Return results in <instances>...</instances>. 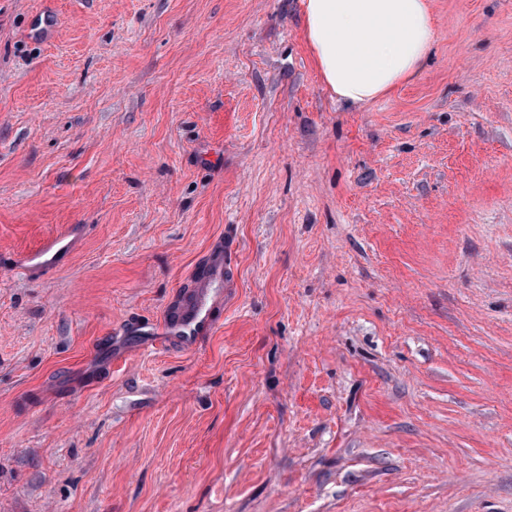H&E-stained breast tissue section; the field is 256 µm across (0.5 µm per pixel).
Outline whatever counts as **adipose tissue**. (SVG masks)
<instances>
[{
    "mask_svg": "<svg viewBox=\"0 0 512 512\" xmlns=\"http://www.w3.org/2000/svg\"><path fill=\"white\" fill-rule=\"evenodd\" d=\"M435 21L428 0H304V38L324 86L363 106L413 77Z\"/></svg>",
    "mask_w": 512,
    "mask_h": 512,
    "instance_id": "ef3b65f1",
    "label": "adipose tissue"
}]
</instances>
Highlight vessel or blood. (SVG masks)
<instances>
[{"instance_id":"b4317fda","label":"vessel or blood","mask_w":512,"mask_h":512,"mask_svg":"<svg viewBox=\"0 0 512 512\" xmlns=\"http://www.w3.org/2000/svg\"><path fill=\"white\" fill-rule=\"evenodd\" d=\"M228 268L227 255L212 256L199 273L195 292L185 309L177 318L167 320L165 334L169 339L191 348L213 333L215 323L211 311L226 295L221 284L227 279Z\"/></svg>"}]
</instances>
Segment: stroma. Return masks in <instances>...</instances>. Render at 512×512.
<instances>
[{
    "label": "stroma",
    "mask_w": 512,
    "mask_h": 512,
    "mask_svg": "<svg viewBox=\"0 0 512 512\" xmlns=\"http://www.w3.org/2000/svg\"><path fill=\"white\" fill-rule=\"evenodd\" d=\"M430 3L348 107L302 0H0V512H512V0ZM228 256L217 253L199 273L195 292L182 313L175 319L168 318L166 336L187 348L194 347L201 339L210 336L215 329L211 311L214 305L224 299L228 288ZM223 282L224 289L215 288L216 282Z\"/></svg>",
    "instance_id": "obj_1"
}]
</instances>
